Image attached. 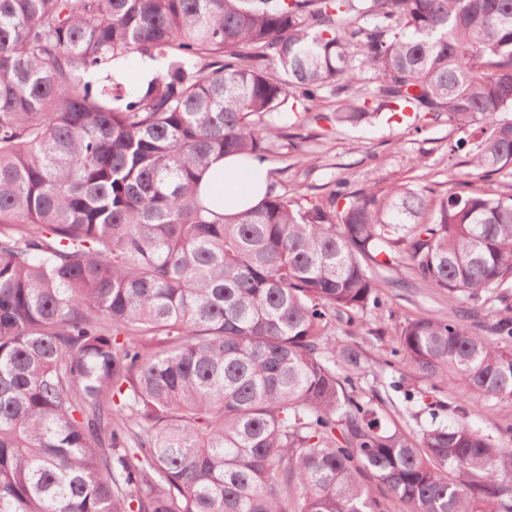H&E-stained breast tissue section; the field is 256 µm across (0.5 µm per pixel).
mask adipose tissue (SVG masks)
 I'll use <instances>...</instances> for the list:
<instances>
[{"label":"adipose tissue","instance_id":"adipose-tissue-1","mask_svg":"<svg viewBox=\"0 0 512 512\" xmlns=\"http://www.w3.org/2000/svg\"><path fill=\"white\" fill-rule=\"evenodd\" d=\"M267 163L242 162L234 156L213 158L202 180L211 198L221 199L224 210L235 213L255 206L268 189Z\"/></svg>","mask_w":512,"mask_h":512}]
</instances>
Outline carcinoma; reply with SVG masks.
I'll use <instances>...</instances> for the list:
<instances>
[{
    "label": "carcinoma",
    "instance_id": "cac0c4a2",
    "mask_svg": "<svg viewBox=\"0 0 512 512\" xmlns=\"http://www.w3.org/2000/svg\"><path fill=\"white\" fill-rule=\"evenodd\" d=\"M134 56L165 67L127 85ZM383 113L448 123L481 183L200 197L214 156ZM398 267L456 306L399 351L512 400V0H0V512H512V448L336 372Z\"/></svg>",
    "mask_w": 512,
    "mask_h": 512
}]
</instances>
